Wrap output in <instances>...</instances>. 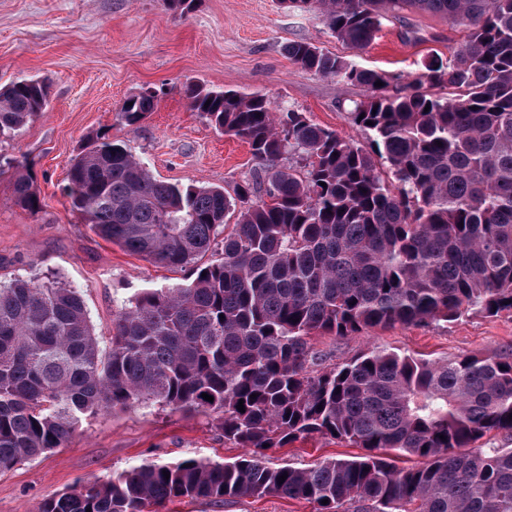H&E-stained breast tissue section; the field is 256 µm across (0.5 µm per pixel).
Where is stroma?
<instances>
[{"label":"stroma","instance_id":"35a3bbf8","mask_svg":"<svg viewBox=\"0 0 512 512\" xmlns=\"http://www.w3.org/2000/svg\"><path fill=\"white\" fill-rule=\"evenodd\" d=\"M405 16L415 38H405V28L388 17L375 41L358 51L332 37L314 14L284 10L276 0H197L180 17L165 0H0V86L39 78L51 88L47 110L0 142V283L23 279L75 288L101 345H108L115 311L142 289L182 283L189 271L124 251L73 210L68 169L88 138L104 133L129 146L159 179L233 190L259 162L247 143L215 130L189 107L184 87L196 82L264 94L365 143L348 114L363 89L302 70L285 47L307 40L360 66L398 75L419 73L431 52L448 57L466 38V29L444 16L418 10ZM146 87L156 95L153 112L139 125H125L117 117L122 103ZM20 165L31 169L40 209L12 201ZM312 343L332 363L374 346L424 359L492 354L512 351V316L471 314L437 326L372 327L344 338L317 336ZM240 454L216 420L201 414L154 404L86 416L67 447L0 473V512H38L46 497L145 461L193 457L224 463ZM358 454V448L314 434L267 449L265 458L273 466L305 467ZM160 512H316V506L273 496L218 505L177 498Z\"/></svg>","mask_w":512,"mask_h":512}]
</instances>
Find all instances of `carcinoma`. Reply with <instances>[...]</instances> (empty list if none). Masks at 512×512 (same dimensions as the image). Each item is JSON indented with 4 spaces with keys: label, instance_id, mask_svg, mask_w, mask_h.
<instances>
[{
    "label": "carcinoma",
    "instance_id": "cac0c4a2",
    "mask_svg": "<svg viewBox=\"0 0 512 512\" xmlns=\"http://www.w3.org/2000/svg\"><path fill=\"white\" fill-rule=\"evenodd\" d=\"M278 2L317 15L357 50L405 9L468 34L406 80L288 43L303 70L364 89L349 110L364 145L261 95L185 86L192 109L261 163L231 194L157 180L104 136L71 160L68 195L84 223L191 275L137 293L114 314L106 349L74 289L0 284V472L66 447L84 416L148 403L216 416L245 453L146 461L50 496L39 512L264 495L318 512H512V353L428 360L375 347L329 364L310 344L512 314V0ZM47 101L39 80L0 87V140ZM154 108L155 97L133 94L118 117L133 126ZM13 201L42 204L29 175L17 174ZM491 433L507 444L477 446ZM310 434L365 453L306 468L264 462L265 449ZM401 456L418 462L399 467Z\"/></svg>",
    "mask_w": 512,
    "mask_h": 512
}]
</instances>
